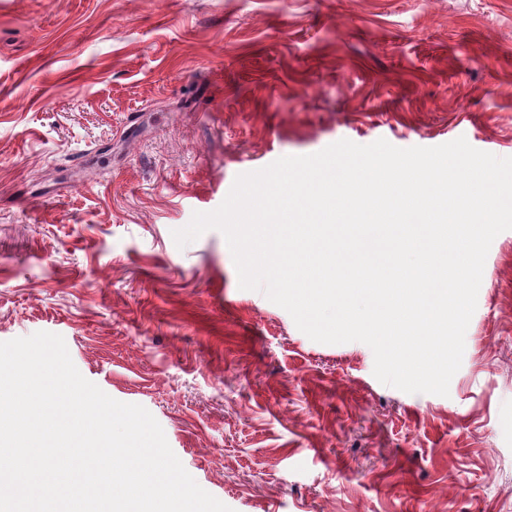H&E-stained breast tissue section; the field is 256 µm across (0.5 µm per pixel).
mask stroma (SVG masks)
<instances>
[{"label":"stroma","mask_w":512,"mask_h":512,"mask_svg":"<svg viewBox=\"0 0 512 512\" xmlns=\"http://www.w3.org/2000/svg\"><path fill=\"white\" fill-rule=\"evenodd\" d=\"M461 136L512 157V0H0V342L61 335L232 512H512V230L445 397L172 238L281 157Z\"/></svg>","instance_id":"35a3bbf8"}]
</instances>
